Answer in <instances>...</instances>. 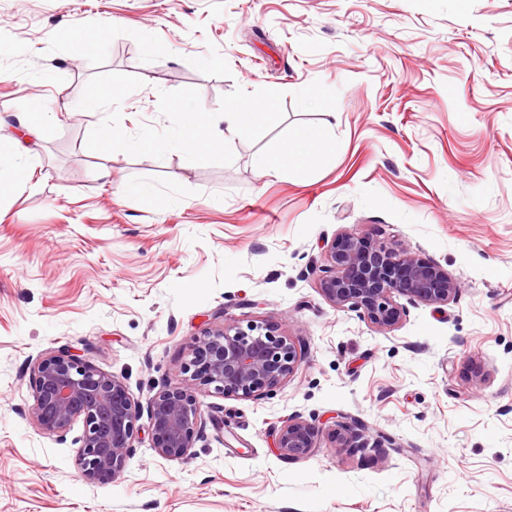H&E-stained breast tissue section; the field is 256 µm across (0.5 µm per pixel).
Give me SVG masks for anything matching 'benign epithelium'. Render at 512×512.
<instances>
[{
    "label": "benign epithelium",
    "mask_w": 512,
    "mask_h": 512,
    "mask_svg": "<svg viewBox=\"0 0 512 512\" xmlns=\"http://www.w3.org/2000/svg\"><path fill=\"white\" fill-rule=\"evenodd\" d=\"M331 275L320 283L322 295L337 308L363 313L380 331L395 329L401 309L395 297L416 304L443 305L460 289L441 266L414 252L393 251L360 233L338 235L325 253ZM303 351L267 322H224L203 333L177 386L154 394L147 403L153 449L168 461L191 457L201 420L200 397L209 393L253 398L271 391L299 370ZM33 425L44 435L63 436L74 421L85 430L77 453L84 480L107 483L124 472L135 440L140 404L125 382L75 357L67 350L41 355L32 369ZM366 425L336 416L337 447H349ZM320 429L298 415L281 422L275 438L278 456L300 460L318 448Z\"/></svg>",
    "instance_id": "benign-epithelium-1"
}]
</instances>
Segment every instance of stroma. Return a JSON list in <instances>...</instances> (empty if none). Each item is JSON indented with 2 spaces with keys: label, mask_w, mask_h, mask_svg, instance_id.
<instances>
[{
  "label": "stroma",
  "mask_w": 512,
  "mask_h": 512,
  "mask_svg": "<svg viewBox=\"0 0 512 512\" xmlns=\"http://www.w3.org/2000/svg\"><path fill=\"white\" fill-rule=\"evenodd\" d=\"M99 73L144 82L120 106L129 134L165 128L159 94L182 88L209 112L275 88L285 117L255 142L218 119L228 165L113 158L86 146L104 112L76 109ZM41 102L54 125L23 140L33 167L0 195V512H512V0H0V133ZM325 124L331 164L257 174L255 155ZM343 232L416 252L459 292L397 297L400 325L376 330L320 292ZM222 314L277 324L304 359L260 396L202 397L188 460L159 457L143 416L125 472L92 484L82 422L32 424L42 353L80 355L144 405ZM339 413L394 447H336ZM294 414L321 436L286 462L274 430Z\"/></svg>",
  "instance_id": "35a3bbf8"
}]
</instances>
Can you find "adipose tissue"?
Returning <instances> with one entry per match:
<instances>
[{"mask_svg": "<svg viewBox=\"0 0 512 512\" xmlns=\"http://www.w3.org/2000/svg\"><path fill=\"white\" fill-rule=\"evenodd\" d=\"M335 155V145L327 130L299 131L287 144L259 154L255 167L260 175L278 174L290 169L308 168L314 161H329Z\"/></svg>", "mask_w": 512, "mask_h": 512, "instance_id": "adipose-tissue-1", "label": "adipose tissue"}]
</instances>
